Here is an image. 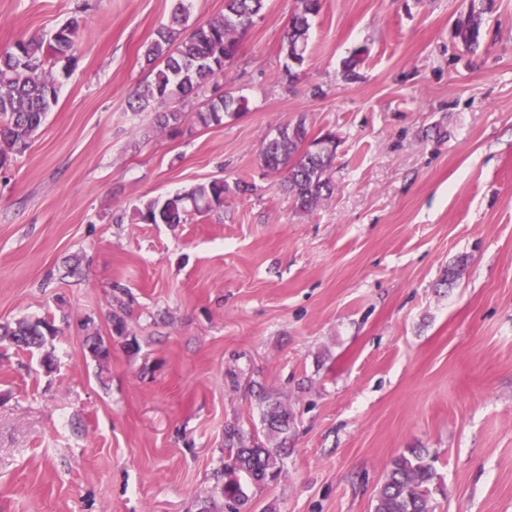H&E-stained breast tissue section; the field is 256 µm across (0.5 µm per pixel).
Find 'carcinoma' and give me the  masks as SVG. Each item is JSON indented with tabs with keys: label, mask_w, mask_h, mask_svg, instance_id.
I'll list each match as a JSON object with an SVG mask.
<instances>
[{
	"label": "carcinoma",
	"mask_w": 512,
	"mask_h": 512,
	"mask_svg": "<svg viewBox=\"0 0 512 512\" xmlns=\"http://www.w3.org/2000/svg\"><path fill=\"white\" fill-rule=\"evenodd\" d=\"M265 0H224V13L207 24L185 28L184 5L178 4L172 23L157 30L155 40L145 51L152 65L153 79L132 93L131 107L144 111L162 107L159 123L177 125L183 112L176 101L197 93L224 76L228 60L237 54L246 22L262 13ZM321 0H296V7L285 29L281 49L287 60L304 62L311 19L319 14ZM80 21L73 17L61 25L50 40L34 37L17 39L12 48L0 53V170L11 168L18 156L29 148L30 140L58 102L59 76L53 66L63 62L62 73L75 63ZM481 19L469 13L458 19L455 37L468 48L478 45ZM247 110V101L231 92L216 93L205 109L194 113V123L204 128L219 125L226 117ZM308 139L306 118L301 116L276 129L265 138L259 159L270 172H286L285 188L294 208L309 213L334 190L333 162L336 150L316 147ZM240 186L232 187L222 178L198 183L188 190L158 196L135 208L136 220L144 224H182L192 215L206 216L224 208V199ZM58 329L54 321L22 319L14 325L0 326V335L19 348L39 349L46 337ZM89 354L98 362L109 359L111 350L97 333L86 337ZM262 412L265 441L255 442L240 429L224 431L228 460L224 462L222 483L214 497L222 500L227 512H240L248 501L242 479L260 486L274 481L281 471V449L294 429V415L276 398L266 397ZM435 470L423 450L409 448L395 456L386 468L375 495L373 512H436L430 485Z\"/></svg>",
	"instance_id": "carcinoma-1"
}]
</instances>
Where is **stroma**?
<instances>
[{"label":"stroma","mask_w":512,"mask_h":512,"mask_svg":"<svg viewBox=\"0 0 512 512\" xmlns=\"http://www.w3.org/2000/svg\"><path fill=\"white\" fill-rule=\"evenodd\" d=\"M179 2L192 26L224 10L0 0V52L87 7L57 106L0 173V323L68 317L39 350L0 339V512H201L225 428L262 439V394L296 424L241 512H372L410 448L433 460L436 512H512V0H322L293 82L296 2L266 0L216 82L247 111L200 127L203 92L163 129L129 101ZM472 11L473 50L454 36ZM301 116L338 139L334 192L308 214L258 158ZM216 177L250 190L184 224L133 215Z\"/></svg>","instance_id":"1"}]
</instances>
